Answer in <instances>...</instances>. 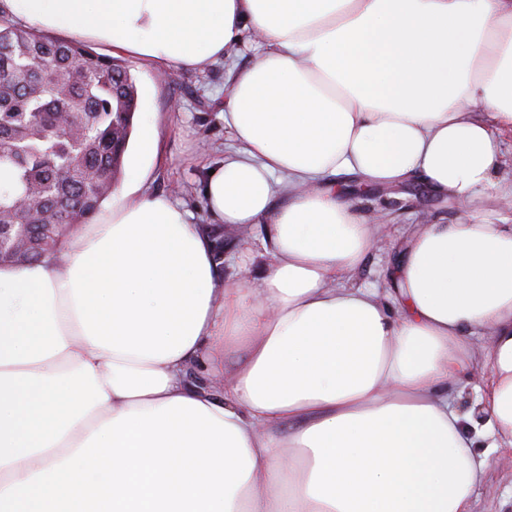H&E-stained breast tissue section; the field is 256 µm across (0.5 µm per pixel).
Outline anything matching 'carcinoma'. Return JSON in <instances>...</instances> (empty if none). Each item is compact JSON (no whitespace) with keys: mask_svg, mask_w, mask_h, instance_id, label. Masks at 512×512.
<instances>
[{"mask_svg":"<svg viewBox=\"0 0 512 512\" xmlns=\"http://www.w3.org/2000/svg\"><path fill=\"white\" fill-rule=\"evenodd\" d=\"M138 92L127 69L73 42L48 40L0 14V263L19 225L27 261H53L113 191L133 131Z\"/></svg>","mask_w":512,"mask_h":512,"instance_id":"carcinoma-1","label":"carcinoma"}]
</instances>
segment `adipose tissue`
Segmentation results:
<instances>
[{
  "label": "adipose tissue",
  "mask_w": 512,
  "mask_h": 512,
  "mask_svg": "<svg viewBox=\"0 0 512 512\" xmlns=\"http://www.w3.org/2000/svg\"><path fill=\"white\" fill-rule=\"evenodd\" d=\"M0 9L165 67L252 29L203 192L216 223L264 227L237 287L161 194L120 192L59 262L0 264V512H472L476 441L512 447V225L470 207L512 133V0ZM348 175L461 206L416 227L387 287L350 282L376 234L334 190Z\"/></svg>",
  "instance_id": "1"
}]
</instances>
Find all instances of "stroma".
<instances>
[{
    "label": "stroma",
    "instance_id": "1",
    "mask_svg": "<svg viewBox=\"0 0 512 512\" xmlns=\"http://www.w3.org/2000/svg\"><path fill=\"white\" fill-rule=\"evenodd\" d=\"M127 67L139 89V114L149 116L157 140V152L142 156L129 145L126 162L137 163L142 172L140 193L163 194L184 203L197 223L209 225L203 183L209 164L220 161L230 142L224 134V102L229 92L228 71L223 63L201 70L159 68L134 56L116 55ZM504 163L493 185L484 189L470 207L493 224H511L512 208L503 198H512V137L504 139ZM355 179L337 182L336 191L358 205L369 218L383 216L382 236L354 275L366 286L383 285L395 248L416 225L436 216L455 218L456 201L434 195L423 184L401 188L367 186L353 193ZM474 512H512V449L494 452L485 479L473 496Z\"/></svg>",
    "mask_w": 512,
    "mask_h": 512
}]
</instances>
